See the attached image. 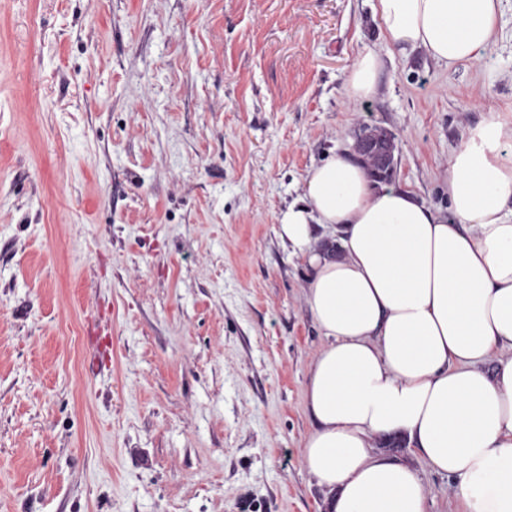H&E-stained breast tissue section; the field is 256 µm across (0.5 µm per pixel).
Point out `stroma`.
I'll list each match as a JSON object with an SVG mask.
<instances>
[{"label":"stroma","mask_w":512,"mask_h":512,"mask_svg":"<svg viewBox=\"0 0 512 512\" xmlns=\"http://www.w3.org/2000/svg\"><path fill=\"white\" fill-rule=\"evenodd\" d=\"M501 9L449 67L373 0H0V512H325L300 460L324 338L278 217L365 126L447 210L452 150L512 113ZM384 68V60L375 51L362 52L354 64L348 79L349 98L359 103L371 98L377 90V77Z\"/></svg>","instance_id":"stroma-1"}]
</instances>
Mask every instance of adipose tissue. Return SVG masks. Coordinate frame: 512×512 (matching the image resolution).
<instances>
[{"mask_svg":"<svg viewBox=\"0 0 512 512\" xmlns=\"http://www.w3.org/2000/svg\"><path fill=\"white\" fill-rule=\"evenodd\" d=\"M501 0H375L388 43L447 66L481 60ZM384 60L362 52L359 103ZM449 213L376 184L346 154L313 166L278 235L308 265L326 342L304 390L301 463L328 512H430L420 467L454 480L461 512H512V114L488 111L450 155ZM328 227L329 238L314 225ZM399 436L420 466L380 452Z\"/></svg>","mask_w":512,"mask_h":512,"instance_id":"adipose-tissue-1","label":"adipose tissue"}]
</instances>
